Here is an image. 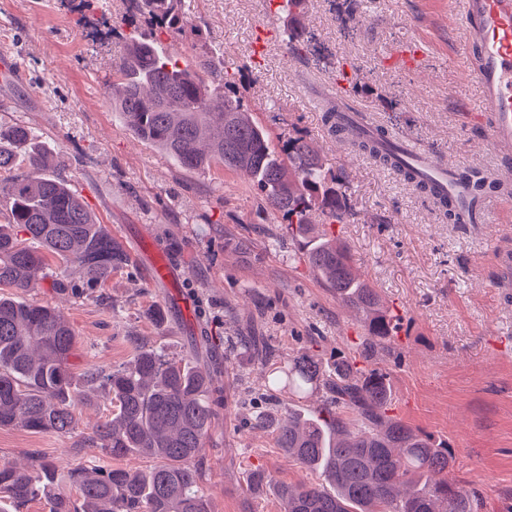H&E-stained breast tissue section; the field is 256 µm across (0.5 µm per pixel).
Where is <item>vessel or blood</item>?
<instances>
[{"label":"vessel or blood","mask_w":512,"mask_h":512,"mask_svg":"<svg viewBox=\"0 0 512 512\" xmlns=\"http://www.w3.org/2000/svg\"><path fill=\"white\" fill-rule=\"evenodd\" d=\"M457 20L463 30L461 54L479 89V114L490 143L501 159V172L488 176L487 189L473 194L458 163L438 161L433 153L409 138L380 129L364 114L351 109L342 121L359 137L373 142L379 152L398 147L400 157L415 171L433 199L448 201L458 223L480 224L486 205L512 196V0H459Z\"/></svg>","instance_id":"vessel-or-blood-1"}]
</instances>
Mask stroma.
Instances as JSON below:
<instances>
[{"instance_id":"1","label":"stroma","mask_w":512,"mask_h":512,"mask_svg":"<svg viewBox=\"0 0 512 512\" xmlns=\"http://www.w3.org/2000/svg\"><path fill=\"white\" fill-rule=\"evenodd\" d=\"M188 2L195 31H158L155 40L180 62L204 57L243 71L244 104L271 135L304 134L345 171L350 215L335 231L402 317L396 356L375 362L391 384V413L454 449V476L480 489L481 512H505L512 505V296L497 286L496 254L512 249V202L496 203L482 224L448 223L393 172L329 138L321 112L323 87L337 85L349 105L439 160L497 169L459 51L455 0H306L303 23L316 50L295 55L279 37L280 0ZM129 20V0H0V54L16 66L15 74L0 73V124L30 128L64 160L73 188L129 256L80 298L70 291L81 281L78 268L50 262L31 297L59 309L74 329L77 372L127 363L143 344L192 363L186 336L207 337L226 358V407L206 444L203 493L211 512H280L274 490H250L251 470L291 485L318 476L288 459L272 433L244 426L239 401L267 375L238 341L265 337L284 360L313 336L315 352L330 363L362 330L247 176L187 171L135 138L113 111L114 35L130 34ZM141 227L174 262L191 312L137 256ZM86 393L90 402L77 410L71 435L0 428V458L36 475L50 471L76 506L71 471L155 464L135 454L115 458L88 442L106 410L102 388Z\"/></svg>"}]
</instances>
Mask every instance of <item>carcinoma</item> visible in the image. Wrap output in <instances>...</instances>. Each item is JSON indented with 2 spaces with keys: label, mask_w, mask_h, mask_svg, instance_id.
I'll use <instances>...</instances> for the list:
<instances>
[{
  "label": "carcinoma",
  "mask_w": 512,
  "mask_h": 512,
  "mask_svg": "<svg viewBox=\"0 0 512 512\" xmlns=\"http://www.w3.org/2000/svg\"><path fill=\"white\" fill-rule=\"evenodd\" d=\"M304 4H280L289 53L311 48L300 21ZM132 6L150 27L170 33L191 22L185 0H132ZM115 72L112 107L128 130L186 170L219 165L249 177L265 203L286 217L288 235L336 302L360 318L363 335L330 366L310 346L283 364L263 362L270 378L258 398L274 407L254 412L250 426L272 430L277 447L322 481L275 486L266 471L255 469L248 476L251 490L275 486L283 512H480V490L452 478L456 459L448 445L388 415L387 375L369 367L391 352L400 317L354 269L349 246L327 229L346 223V173L303 136L274 142L244 108L236 76L206 61L182 67L145 32L122 38ZM332 135L379 165L395 167L412 184L409 170L374 152L369 141L339 123ZM20 143L29 144L22 171L13 151ZM50 156L29 128L0 124V197L9 205L0 224V288L37 287L50 256L82 271L85 285L75 289L81 295L127 257ZM74 344V330L60 312L0 296V428L69 435L83 404L79 386L97 383L107 391L112 417L88 440L113 457L135 453L158 463L147 471L103 465L73 471L82 497L77 509L51 483L0 460V493L19 505L41 494L49 512H210L200 482L204 447L222 404L218 374L146 346L128 366L75 372L69 364ZM308 392L321 394L315 413L281 401L285 393L300 398Z\"/></svg>",
  "instance_id": "1"
}]
</instances>
